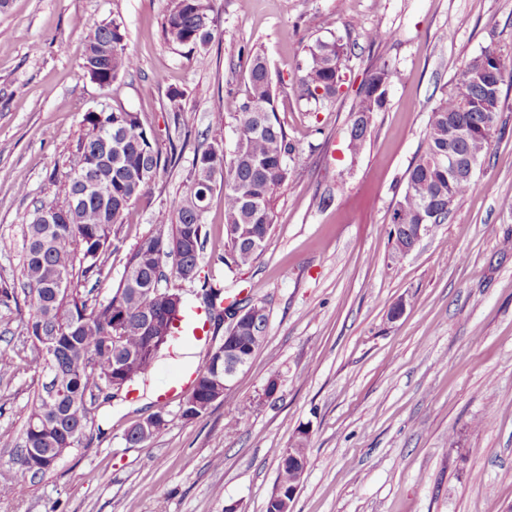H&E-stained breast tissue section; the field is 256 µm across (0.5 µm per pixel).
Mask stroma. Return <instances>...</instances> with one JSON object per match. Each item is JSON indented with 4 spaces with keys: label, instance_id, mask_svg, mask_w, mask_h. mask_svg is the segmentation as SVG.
<instances>
[{
    "label": "stroma",
    "instance_id": "obj_1",
    "mask_svg": "<svg viewBox=\"0 0 512 512\" xmlns=\"http://www.w3.org/2000/svg\"><path fill=\"white\" fill-rule=\"evenodd\" d=\"M167 5L10 0L0 13V283L21 284L26 224L40 201L64 199L84 115L106 102L139 113L179 155L119 225L98 285L107 298L128 253L188 190L195 150L216 137L233 147V125L219 123L224 97L244 91L246 54L259 50L296 146L270 237L251 266L229 272L215 190L198 278L178 288L191 307L206 280L264 301L265 342L229 401L186 419L178 402H159V384L203 366L224 332L185 341L133 397L95 410L104 436L0 496V512H266L277 452L301 437L308 464L290 512H512V76L475 188L405 258L392 259L389 240L431 109L485 49L512 61V0H214L203 62L164 39ZM115 18L138 69L104 89L82 67L84 33ZM376 29L383 37L369 43ZM332 37L347 46L346 83L314 108L293 91L296 65L305 46ZM385 63L387 106L350 156L355 91ZM27 316L26 304L0 307V350L12 357L0 377V465L39 384ZM156 412L159 432L127 444L126 430Z\"/></svg>",
    "mask_w": 512,
    "mask_h": 512
}]
</instances>
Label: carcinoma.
<instances>
[{
    "instance_id": "1",
    "label": "carcinoma",
    "mask_w": 512,
    "mask_h": 512,
    "mask_svg": "<svg viewBox=\"0 0 512 512\" xmlns=\"http://www.w3.org/2000/svg\"><path fill=\"white\" fill-rule=\"evenodd\" d=\"M214 27L213 0H170L162 33L167 41L199 53L212 42ZM125 40L123 22L116 19L86 32L82 67L100 87L137 70ZM346 55V46L336 39L308 45L297 64L298 100L310 105L333 100L343 83ZM506 70L499 52L485 51L461 68L431 110L423 149L391 213L394 257L407 255L405 226L421 223L427 214L434 223H445L474 186V179L448 169V156L463 163L483 161L502 124ZM391 76L384 64L359 88L347 143L353 155L366 142L373 114L387 105ZM224 119L234 121L238 133L232 154H226L221 138L195 152L191 185L175 214H158L151 233L128 255L118 287L99 300L74 285L75 275L100 279L116 226L177 155L173 149L163 153L136 112L105 103L85 114L87 130L76 144L84 171L68 175L63 201L35 207L26 228L22 278L30 312L25 330L36 351L40 384L22 434L11 440L12 465L0 469V478L12 488H22V477L32 483L45 479L54 469L50 460L77 449L94 427V406L127 396L177 339L174 321L184 303L176 302L178 290L161 285L167 280L164 264L176 262L171 272L178 278L199 263L208 207L202 195L217 187L224 191L225 266H247L265 247L274 223V197L290 176L288 159L295 146L279 119L261 53L249 55L244 92L224 97ZM202 292L209 321L223 322L224 287L210 284ZM215 363L210 359L196 371L180 404L184 418L209 410L205 402L213 391ZM290 452L307 460L302 439L278 451L277 482L266 512L284 509L279 496H288L293 480ZM281 489L284 493L277 494Z\"/></svg>"
}]
</instances>
